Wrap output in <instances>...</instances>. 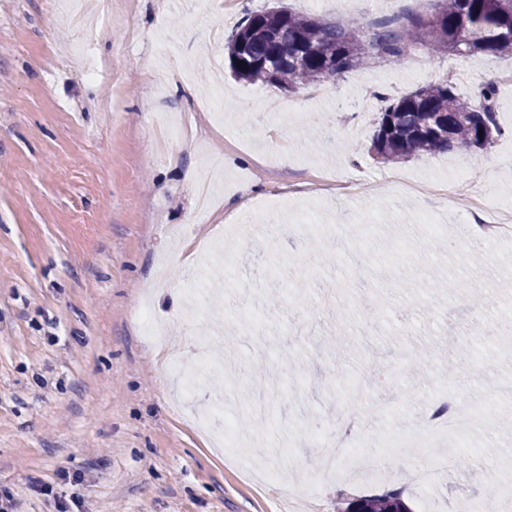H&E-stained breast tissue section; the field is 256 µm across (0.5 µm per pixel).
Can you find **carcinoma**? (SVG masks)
<instances>
[{"label": "carcinoma", "instance_id": "cac0c4a2", "mask_svg": "<svg viewBox=\"0 0 512 512\" xmlns=\"http://www.w3.org/2000/svg\"><path fill=\"white\" fill-rule=\"evenodd\" d=\"M435 24L423 16L400 30L366 38L358 19L329 22L287 7L250 14L227 45L239 81L294 92L362 66L377 51L402 56L421 45L431 53L506 56L512 52V0H438ZM245 65L239 67L237 63ZM497 86L464 96L446 81L388 100L375 122L370 150L382 163L466 147L479 153L504 134L496 121ZM341 512H412L404 493L390 490L346 500Z\"/></svg>", "mask_w": 512, "mask_h": 512}]
</instances>
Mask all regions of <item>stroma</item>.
<instances>
[{
  "mask_svg": "<svg viewBox=\"0 0 512 512\" xmlns=\"http://www.w3.org/2000/svg\"><path fill=\"white\" fill-rule=\"evenodd\" d=\"M285 3L365 31L431 13L435 0H0V501L9 512H280L276 486L248 477L192 428L224 401L249 414L255 377L308 397L270 402L255 472L315 476L320 435L354 414L363 458L320 479L312 512L386 490L449 449L481 453L465 480L418 485L413 512L443 498L477 512L488 494L512 512V239L473 242L463 198L398 190L448 166L479 175L489 211L512 207V57L423 49L379 57L284 93L235 80L226 45L248 13ZM451 79L466 95L498 86L509 136L481 162L460 148L397 164L369 151L382 95ZM185 125L166 137L165 120ZM360 181L370 195L335 192ZM233 213L221 247L194 243ZM220 234V233H219ZM220 325L200 319L181 371L132 312L178 321L191 274ZM484 312L469 319L471 308ZM224 365L198 371L203 354ZM466 420L432 432L438 397ZM241 436L250 429L241 425ZM496 486L485 483L488 472Z\"/></svg>",
  "mask_w": 512,
  "mask_h": 512,
  "instance_id": "35a3bbf8",
  "label": "stroma"
}]
</instances>
